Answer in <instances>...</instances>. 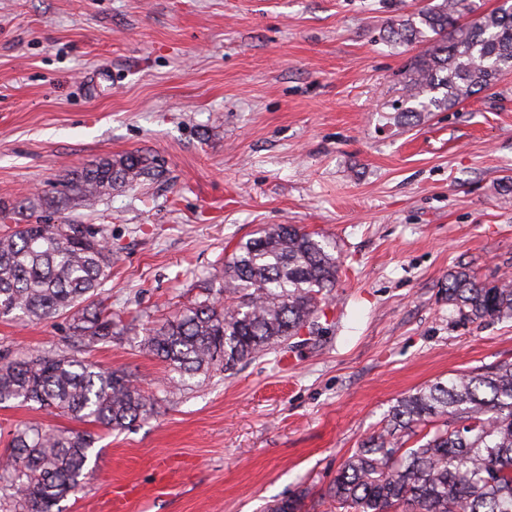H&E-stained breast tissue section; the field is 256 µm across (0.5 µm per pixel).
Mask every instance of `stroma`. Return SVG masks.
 I'll return each mask as SVG.
<instances>
[{"label": "stroma", "instance_id": "1", "mask_svg": "<svg viewBox=\"0 0 512 512\" xmlns=\"http://www.w3.org/2000/svg\"><path fill=\"white\" fill-rule=\"evenodd\" d=\"M424 0H0V216L105 225L101 291L124 334L72 340V315L0 318V354H70L137 379L152 415L106 431L0 408L19 426L94 433L90 512L134 485L126 512H267L304 495L335 512L341 463L400 398L512 363V319L471 322L451 273L512 278V74L403 122L418 46L384 28ZM138 152L160 173L95 207L64 200L92 161ZM58 199V208L47 207ZM273 224L334 239L320 335L171 391L147 329L204 299L241 241Z\"/></svg>", "mask_w": 512, "mask_h": 512}]
</instances>
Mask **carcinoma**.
<instances>
[{
  "instance_id": "cac0c4a2",
  "label": "carcinoma",
  "mask_w": 512,
  "mask_h": 512,
  "mask_svg": "<svg viewBox=\"0 0 512 512\" xmlns=\"http://www.w3.org/2000/svg\"><path fill=\"white\" fill-rule=\"evenodd\" d=\"M406 70L401 116L449 110L512 73V4L479 13L475 0H426L389 28L393 45L426 41ZM155 176L138 153L103 158L68 182L93 207L112 188ZM112 267L106 228L0 225V317L42 321L82 308L72 329L85 345L120 335L97 295ZM336 244L293 224L240 243L209 280L207 298L148 331L143 345L184 380L215 365L230 371L303 329L321 331V302L336 286ZM448 301L468 320L512 318V284H486L461 268ZM30 405L121 429L154 410L132 375L73 355L0 354V405ZM389 420L340 467L329 496L336 512H512V363L464 373L400 398ZM412 446H407L409 440ZM0 457L23 512L52 508L82 487L92 448L82 432L29 425Z\"/></svg>"
}]
</instances>
